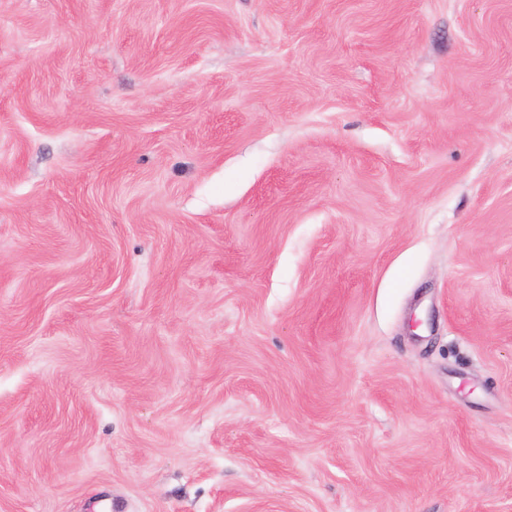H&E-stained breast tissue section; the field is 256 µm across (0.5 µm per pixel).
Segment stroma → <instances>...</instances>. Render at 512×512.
Returning a JSON list of instances; mask_svg holds the SVG:
<instances>
[{"mask_svg":"<svg viewBox=\"0 0 512 512\" xmlns=\"http://www.w3.org/2000/svg\"><path fill=\"white\" fill-rule=\"evenodd\" d=\"M0 512H512V0H0Z\"/></svg>","mask_w":512,"mask_h":512,"instance_id":"35a3bbf8","label":"stroma"}]
</instances>
